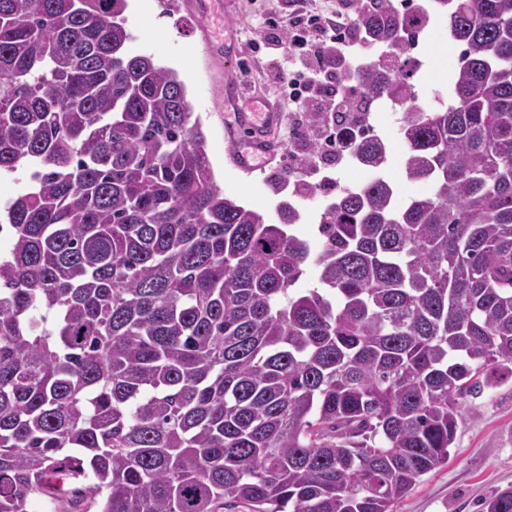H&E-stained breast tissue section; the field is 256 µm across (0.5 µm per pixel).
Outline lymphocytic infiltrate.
<instances>
[{
	"mask_svg": "<svg viewBox=\"0 0 512 512\" xmlns=\"http://www.w3.org/2000/svg\"><path fill=\"white\" fill-rule=\"evenodd\" d=\"M301 2L303 8L297 17L267 18L266 27L274 32L271 45L276 51L268 64L290 107L294 139L307 138L322 149L345 154L350 146L336 140L330 124L309 126L306 115L335 111L336 70L349 66L364 49L365 37L357 30L347 0H336V9L329 16L320 8L319 0Z\"/></svg>",
	"mask_w": 512,
	"mask_h": 512,
	"instance_id": "f902f5d3",
	"label": "lymphocytic infiltrate"
}]
</instances>
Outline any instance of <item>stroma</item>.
<instances>
[{
    "mask_svg": "<svg viewBox=\"0 0 512 512\" xmlns=\"http://www.w3.org/2000/svg\"><path fill=\"white\" fill-rule=\"evenodd\" d=\"M291 0H129L126 27L133 46L176 70L185 82L193 112L202 124L206 152L215 180L226 196L276 219L280 201L293 198L281 182L282 165L270 159L257 171L237 167L224 141L230 114L224 108L227 83L236 82L238 64L248 59L250 41L265 32L268 12L285 16ZM414 57L423 65L411 79L419 102L439 106L461 62V47L449 36L447 19L431 22L421 35ZM257 88H264L265 62L248 59ZM378 134L387 162L378 175L396 191L397 202L428 192L424 182L405 176L407 146L390 115H382ZM338 183L363 184L371 170L325 166ZM463 418L446 464L422 476L393 512H480L484 498L512 488V379L466 397Z\"/></svg>",
    "mask_w": 512,
    "mask_h": 512,
    "instance_id": "obj_1",
    "label": "stroma"
}]
</instances>
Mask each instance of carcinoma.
Masks as SVG:
<instances>
[{"instance_id":"carcinoma-1","label":"carcinoma","mask_w":512,"mask_h":512,"mask_svg":"<svg viewBox=\"0 0 512 512\" xmlns=\"http://www.w3.org/2000/svg\"><path fill=\"white\" fill-rule=\"evenodd\" d=\"M127 7L0 0V174H26L0 257V512H392L448 462L461 400L512 377V0L358 13L387 63L341 74L344 113L402 102L430 191L339 192L315 243L292 203L269 222L224 195ZM444 15L462 66L431 109L410 51ZM353 148L387 162L378 135Z\"/></svg>"}]
</instances>
